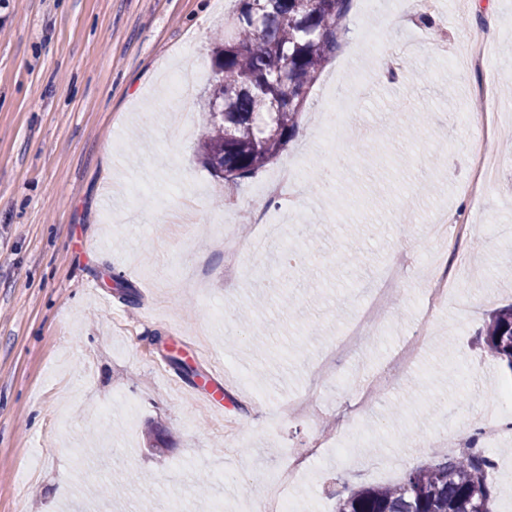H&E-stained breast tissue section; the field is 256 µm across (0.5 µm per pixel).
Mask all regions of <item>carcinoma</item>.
Returning a JSON list of instances; mask_svg holds the SVG:
<instances>
[{
	"label": "carcinoma",
	"instance_id": "obj_1",
	"mask_svg": "<svg viewBox=\"0 0 512 512\" xmlns=\"http://www.w3.org/2000/svg\"><path fill=\"white\" fill-rule=\"evenodd\" d=\"M211 39L208 113L197 147L215 176L240 184L271 163L299 129L307 97L336 53L350 0H235ZM485 350L512 370V304L493 311ZM489 456L442 453L404 480L352 489L336 512H492Z\"/></svg>",
	"mask_w": 512,
	"mask_h": 512
}]
</instances>
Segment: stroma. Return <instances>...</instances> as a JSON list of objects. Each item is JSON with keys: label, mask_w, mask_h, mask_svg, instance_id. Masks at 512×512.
<instances>
[{"label": "stroma", "mask_w": 512, "mask_h": 512, "mask_svg": "<svg viewBox=\"0 0 512 512\" xmlns=\"http://www.w3.org/2000/svg\"><path fill=\"white\" fill-rule=\"evenodd\" d=\"M225 0H0V512H243L308 441L300 419L264 428L279 404L310 394L332 432L291 491L293 512H333L339 495L401 481L447 442L467 412L512 386L481 346L484 322L512 303V0H436L449 50L488 29L494 51L475 69L448 66L413 21L392 32L412 68L374 77L368 33L389 7L352 0L347 33L312 87L277 159L240 187L201 161L200 97L164 102L185 65L211 71ZM367 74L358 98L351 73ZM335 94L359 146L316 145L318 111ZM499 127L496 180L479 198L471 104ZM418 127L408 138L403 128ZM299 171L300 209L268 207L254 190ZM411 205L412 220L390 219ZM468 214L469 266L423 338L417 367L353 418L355 389L412 336L426 294L427 226ZM266 255H251L255 238ZM240 250L226 265L225 239ZM294 263L285 265L283 254ZM404 253L412 266L384 321L323 378V358L361 315L369 288ZM131 283L122 302L116 279ZM262 309L255 327L233 317ZM223 394L212 406L201 396ZM138 407L126 417L125 400ZM169 432L157 453L148 428Z\"/></svg>", "instance_id": "obj_1"}]
</instances>
